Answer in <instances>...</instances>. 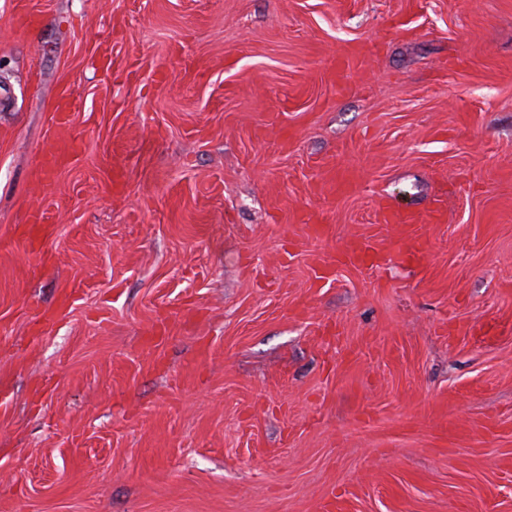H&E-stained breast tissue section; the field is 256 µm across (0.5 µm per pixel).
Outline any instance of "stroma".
Instances as JSON below:
<instances>
[{
    "label": "stroma",
    "mask_w": 512,
    "mask_h": 512,
    "mask_svg": "<svg viewBox=\"0 0 512 512\" xmlns=\"http://www.w3.org/2000/svg\"><path fill=\"white\" fill-rule=\"evenodd\" d=\"M0 512H512V0H0ZM75 154L71 142L57 132L46 137L39 148V169L45 173L50 168L66 163ZM378 210L383 224H392L399 229V257L403 263L418 267L429 255L427 243L416 233L420 224L443 222L444 214L440 206L430 211L415 209H390L379 203ZM28 232L31 245L40 246L45 240L54 234V227L51 224H44V213L36 210L28 216Z\"/></svg>",
    "instance_id": "35a3bbf8"
}]
</instances>
